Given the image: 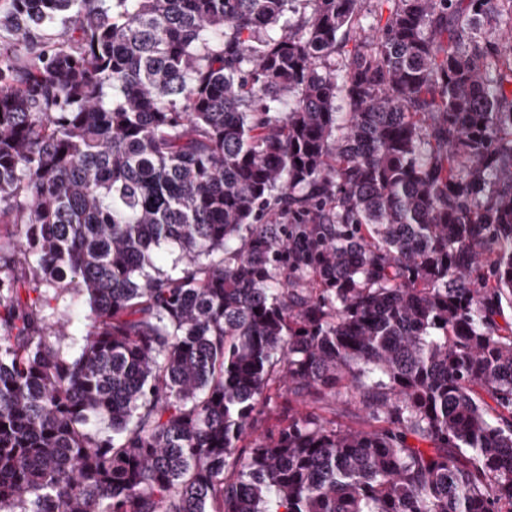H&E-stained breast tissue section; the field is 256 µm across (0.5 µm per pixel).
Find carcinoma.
Listing matches in <instances>:
<instances>
[{
    "mask_svg": "<svg viewBox=\"0 0 512 512\" xmlns=\"http://www.w3.org/2000/svg\"><path fill=\"white\" fill-rule=\"evenodd\" d=\"M0 32V512H512V0ZM270 394L272 401L269 408L261 415V426L258 428L257 433H263L267 428L275 424L277 419L288 415V405H285L283 398L278 396L279 393L275 390V387L272 388ZM324 417L336 420V424L359 427L363 423L364 412L356 406H345L336 403L334 399H329L324 408L319 411Z\"/></svg>",
    "mask_w": 512,
    "mask_h": 512,
    "instance_id": "obj_1",
    "label": "carcinoma"
}]
</instances>
